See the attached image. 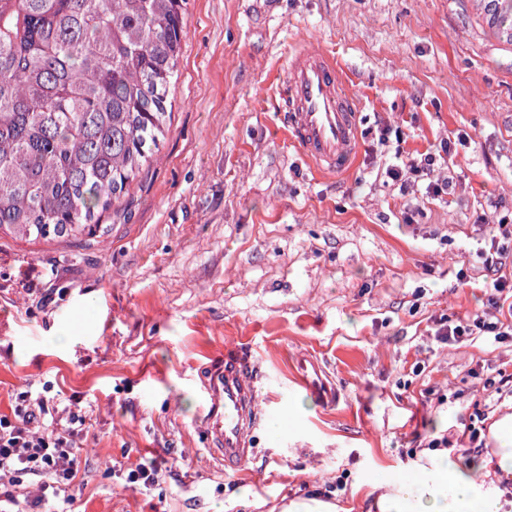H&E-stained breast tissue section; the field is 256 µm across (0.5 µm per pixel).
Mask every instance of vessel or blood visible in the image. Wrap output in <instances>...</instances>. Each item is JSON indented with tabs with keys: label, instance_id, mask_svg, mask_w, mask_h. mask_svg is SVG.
<instances>
[{
	"label": "vessel or blood",
	"instance_id": "b4317fda",
	"mask_svg": "<svg viewBox=\"0 0 512 512\" xmlns=\"http://www.w3.org/2000/svg\"><path fill=\"white\" fill-rule=\"evenodd\" d=\"M286 70L281 98L290 143L317 173L344 172L359 151L358 111L334 57L298 47L289 51ZM202 386L205 439L225 467H235L246 460L260 422L254 366L238 353H225L223 366L213 369Z\"/></svg>",
	"mask_w": 512,
	"mask_h": 512
}]
</instances>
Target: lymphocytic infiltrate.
<instances>
[{"instance_id": "obj_1", "label": "lymphocytic infiltrate", "mask_w": 512, "mask_h": 512, "mask_svg": "<svg viewBox=\"0 0 512 512\" xmlns=\"http://www.w3.org/2000/svg\"><path fill=\"white\" fill-rule=\"evenodd\" d=\"M45 406L44 398L26 390L17 394L12 416H0V499L15 502L17 487L26 477L36 476L40 491L58 498L57 512H71L75 438L85 418L72 409L65 430L36 426V411Z\"/></svg>"}]
</instances>
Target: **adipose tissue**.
Here are the masks:
<instances>
[{
	"instance_id": "obj_1",
	"label": "adipose tissue",
	"mask_w": 512,
	"mask_h": 512,
	"mask_svg": "<svg viewBox=\"0 0 512 512\" xmlns=\"http://www.w3.org/2000/svg\"><path fill=\"white\" fill-rule=\"evenodd\" d=\"M480 464L441 457L418 464L412 478L390 476L378 512H497L492 490L478 479Z\"/></svg>"
}]
</instances>
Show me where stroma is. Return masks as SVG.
Listing matches in <instances>:
<instances>
[{
	"mask_svg": "<svg viewBox=\"0 0 512 512\" xmlns=\"http://www.w3.org/2000/svg\"><path fill=\"white\" fill-rule=\"evenodd\" d=\"M185 23L165 136L103 232L0 234V415L27 389L57 418L80 403L75 512H377L383 474L410 477L434 439L484 461L512 512L492 437L512 387L489 384L512 375V335L443 337L512 320V239L487 270L482 221L512 212V44L478 0H186ZM300 44L335 58L360 108L342 176L286 140ZM446 140L431 179L389 178ZM230 348L255 362L263 413L228 472L201 385ZM141 461L158 479L128 487ZM509 326H505L503 322L497 319V321L488 322L482 316H476L472 320V324L448 325V334L446 333L444 336L448 335V340L453 338H459L461 336H472L476 333L478 336H494V339H498L500 336H509L508 330Z\"/></svg>",
	"mask_w": 512,
	"mask_h": 512,
	"instance_id": "stroma-1",
	"label": "stroma"
}]
</instances>
